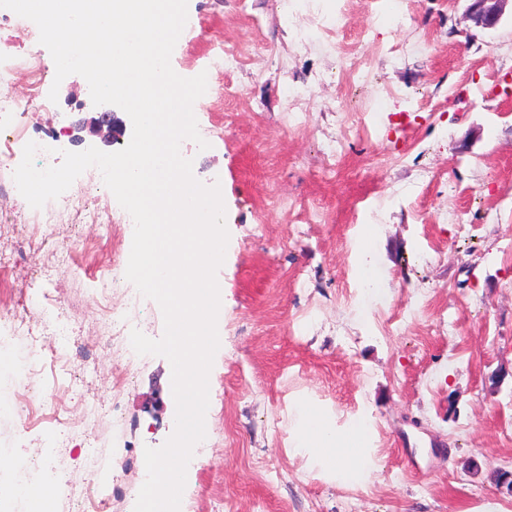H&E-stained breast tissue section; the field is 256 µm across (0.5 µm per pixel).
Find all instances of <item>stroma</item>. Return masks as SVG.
<instances>
[{
  "label": "stroma",
  "instance_id": "35a3bbf8",
  "mask_svg": "<svg viewBox=\"0 0 512 512\" xmlns=\"http://www.w3.org/2000/svg\"><path fill=\"white\" fill-rule=\"evenodd\" d=\"M346 19L336 51L301 0H188L204 38L177 41L171 65L185 77L206 66L209 45L243 47L245 63L225 74L238 87L223 111L195 107L199 129L216 127L208 149L187 143L204 184H220L229 232L217 272L222 322L209 373L208 416L227 433L207 455H193L184 497L222 499L216 512H512V492L495 480L512 472V23L476 29L466 0H324ZM412 17L392 28L386 16ZM375 27L372 41L360 33ZM308 33L292 45L294 32ZM396 43L407 50L391 59ZM284 49L280 59L256 45ZM368 72L348 83L351 61ZM53 108L22 123L78 137L74 151L121 150L131 131L92 135L99 111L82 76L63 81ZM303 124L288 128V96ZM392 97L378 98V88ZM343 136L336 159L330 140ZM109 221L77 224L61 215L45 227L27 202L0 198V224L17 238L44 239L14 268L9 287L29 284L63 297L71 332V370L58 372L56 405L99 420L86 438L45 453L51 424L22 428L0 419V481L14 459L35 460L55 512H75L65 482L85 476L87 443L128 453L118 477L119 512H134L145 447L170 435L174 405L169 362L139 363L127 405L129 425H112V356L99 350L91 304L95 278L112 254L111 227L124 210L100 198ZM374 243L376 293L359 302L356 247ZM308 406L336 429L371 422L373 459L363 478L339 479L333 463L297 445L296 414ZM287 472L285 480L258 462Z\"/></svg>",
  "mask_w": 512,
  "mask_h": 512
}]
</instances>
